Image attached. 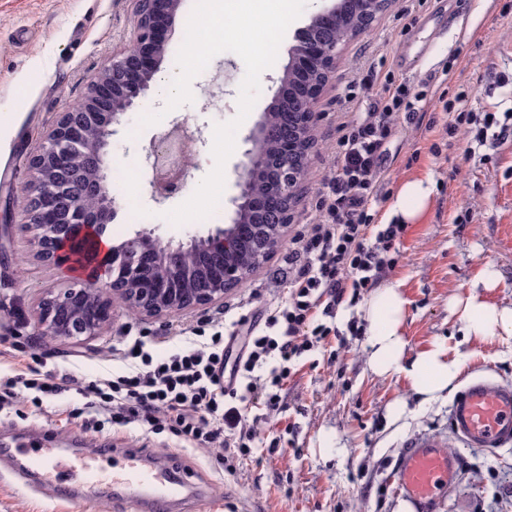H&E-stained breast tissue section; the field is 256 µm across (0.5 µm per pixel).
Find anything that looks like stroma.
Instances as JSON below:
<instances>
[{
    "label": "stroma",
    "instance_id": "1",
    "mask_svg": "<svg viewBox=\"0 0 512 512\" xmlns=\"http://www.w3.org/2000/svg\"><path fill=\"white\" fill-rule=\"evenodd\" d=\"M330 2L307 0L286 31L275 64L261 74L259 96L237 130L240 140L225 165L227 200L237 193L242 135L271 104L296 32ZM412 2L396 0L368 32L340 46L315 104L317 142L306 160L294 221L260 268L225 295L224 333H231L232 321L266 314L287 300L288 290L279 280L288 269L289 241L315 214L354 77L372 66L379 75L415 86L425 81L445 99L466 95L469 110L494 113L504 125L512 122V0H427L410 26L403 11ZM135 10V0H0V387L30 368L67 373L85 384L120 368L126 339L150 337L149 351L166 357L182 345L180 328L207 324L217 315L219 307L212 305L146 317L120 304L111 324L81 341L64 343L34 330L43 299L80 286L84 278L43 261L31 233L21 227L19 207L32 180L26 160L40 149L60 113L81 101L102 67L129 45ZM244 76L237 54L220 53L192 80L193 103L146 128L139 117L160 111V96L123 117L107 161L111 169H127L131 176L111 184L117 217L105 233L110 244L143 229L175 243L212 229L208 219L176 226L165 217L211 171L210 148L196 157L183 190L160 204L149 195L151 172L144 153L176 118L212 140L215 124L237 116ZM433 143L439 150L435 156L428 152ZM386 149L388 201L382 222H389L404 182L421 180L431 190L397 248L389 277L400 281L406 300L407 356L441 343L461 361L459 377L446 395L424 402L404 373L380 377L371 372L367 332L345 331L348 321L362 320V308L342 307L335 319L342 338L305 356L280 392L278 411L257 424L274 450L255 449L231 474L222 459L184 449L167 432L158 435L132 425L87 433L70 416L79 399L68 388L45 399L42 407L0 411V512H142L139 490L87 487L69 472L60 473L59 481L71 492L59 496L11 458L16 439L49 440L62 457L98 454L109 465L122 460L126 449H143L152 464L189 486L168 512H412L390 478L407 446L427 436L439 437L460 459L459 480L437 512H512V448L486 453L463 447L448 432V408L470 376L488 373L512 383V344L497 336H465L453 309L455 299L473 292L496 305L512 304V136L471 154L466 141L403 129ZM490 265L501 280L489 291L479 282ZM397 403L402 409L396 414Z\"/></svg>",
    "mask_w": 512,
    "mask_h": 512
}]
</instances>
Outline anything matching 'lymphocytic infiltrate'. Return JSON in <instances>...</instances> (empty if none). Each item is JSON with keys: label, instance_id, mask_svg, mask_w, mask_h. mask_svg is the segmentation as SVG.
<instances>
[{"label": "lymphocytic infiltrate", "instance_id": "obj_1", "mask_svg": "<svg viewBox=\"0 0 512 512\" xmlns=\"http://www.w3.org/2000/svg\"><path fill=\"white\" fill-rule=\"evenodd\" d=\"M357 86L359 95L348 98L353 109L337 127L316 219L292 242L288 302L270 311L263 325L249 326L246 350L234 366L235 386H224L227 354L221 332L158 361L137 339L124 353L125 374L77 386L84 428L137 424L157 434L167 431L234 471L240 457L264 445L255 427L245 423L241 406L261 399L267 410H277L279 392L300 358L338 335L335 311L354 306L395 267L406 227L376 223L374 215L383 200L379 187L390 139L411 124L468 136L479 146L502 137L491 113L471 131L473 114L464 98L440 103L389 76L381 82L365 76ZM363 93L368 103H361ZM69 380L65 373L30 370L0 389V409L24 400L39 405Z\"/></svg>", "mask_w": 512, "mask_h": 512}]
</instances>
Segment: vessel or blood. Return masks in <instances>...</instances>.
I'll return each instance as SVG.
<instances>
[{
  "mask_svg": "<svg viewBox=\"0 0 512 512\" xmlns=\"http://www.w3.org/2000/svg\"><path fill=\"white\" fill-rule=\"evenodd\" d=\"M449 425L464 446L489 453L512 446V384L487 377L469 380L454 398ZM144 450L127 449L124 462L105 472L100 458L75 457L73 466L83 481L99 483L112 480L131 487L154 491L159 502H169L179 490L159 471L143 468ZM30 462L46 474L64 468L66 462L54 449L42 446L32 452ZM457 458L443 448L436 437H424L410 443L393 469L392 481L412 504L414 512H435L441 494L457 482Z\"/></svg>",
  "mask_w": 512,
  "mask_h": 512,
  "instance_id": "b4317fda",
  "label": "vessel or blood"
}]
</instances>
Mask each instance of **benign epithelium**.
Returning a JSON list of instances; mask_svg holds the SVG:
<instances>
[{"label":"benign epithelium","instance_id":"obj_1","mask_svg":"<svg viewBox=\"0 0 512 512\" xmlns=\"http://www.w3.org/2000/svg\"><path fill=\"white\" fill-rule=\"evenodd\" d=\"M392 0H368L353 30H344L338 5L314 14L289 48V62L271 105L244 137L239 193L231 199L233 223L187 244L164 245L151 232L135 235L92 262L88 283L69 288L43 303L36 331L61 342L95 336L112 322L115 304L149 317L170 316L212 304L240 287L268 259L282 232L293 223L308 152L315 142L314 102L332 73L338 47L368 30ZM180 0H137L134 39L118 52L91 84L84 100L62 113L38 154L29 160L33 185L22 205L41 257L62 267L64 248L87 237L99 238L117 214L106 162L113 126L147 97L167 49L166 32ZM314 71L312 94L281 105L293 73ZM206 140L183 121L153 140L145 154L151 171L150 197L161 203L176 195ZM83 159L73 173L72 162ZM246 238L252 261H224V251Z\"/></svg>","mask_w":512,"mask_h":512}]
</instances>
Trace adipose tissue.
Here are the masks:
<instances>
[{
	"label": "adipose tissue",
	"mask_w": 512,
	"mask_h": 512,
	"mask_svg": "<svg viewBox=\"0 0 512 512\" xmlns=\"http://www.w3.org/2000/svg\"><path fill=\"white\" fill-rule=\"evenodd\" d=\"M405 305L400 285L393 280L382 282L371 294L364 308L371 346L368 366L379 376L405 372L416 395L431 401L441 397L457 380L460 362L447 357L440 344L407 357L403 337ZM455 308L466 336L512 339V306L491 304L473 294L457 301Z\"/></svg>",
	"instance_id": "obj_1"
}]
</instances>
